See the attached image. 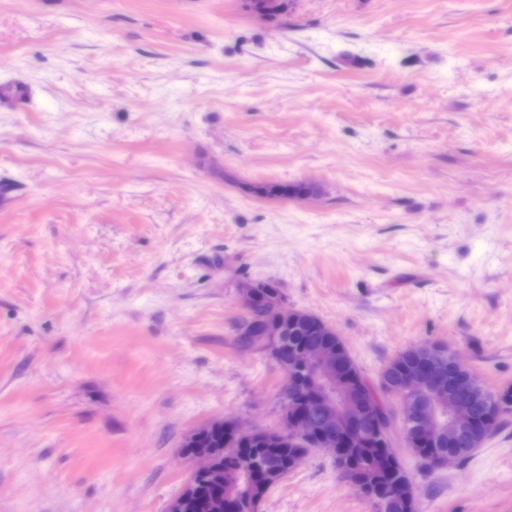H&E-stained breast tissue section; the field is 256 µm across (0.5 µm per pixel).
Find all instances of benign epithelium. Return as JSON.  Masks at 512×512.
<instances>
[{
    "mask_svg": "<svg viewBox=\"0 0 512 512\" xmlns=\"http://www.w3.org/2000/svg\"><path fill=\"white\" fill-rule=\"evenodd\" d=\"M262 283L259 280H243L238 284V298L243 310L250 309ZM279 314L265 322L261 335L265 336L267 353L276 363L283 357L282 336L288 329V307L277 303ZM419 374L413 380V388L399 396L403 409V421L410 432L424 435L435 442L453 441L472 426L470 407L460 400L448 401L441 381L434 370L441 362L448 363L458 380L475 383L470 370L463 365L448 347L428 345ZM299 367L306 374V384L313 401L319 408V417L308 418L302 410H293L288 401L282 404L283 429L270 434L263 430H245L231 420L213 419L195 428L200 431L221 425L226 429L224 455L234 454L241 441L248 437L276 439L288 435L299 441L303 438L313 442V447L333 453L350 445L362 432L364 424L371 422V405L363 390L353 393L348 379L342 375V362L334 352L317 347L297 353ZM190 464L189 477L204 472L210 465L209 455L203 452L184 454Z\"/></svg>",
    "mask_w": 512,
    "mask_h": 512,
    "instance_id": "benign-epithelium-1",
    "label": "benign epithelium"
}]
</instances>
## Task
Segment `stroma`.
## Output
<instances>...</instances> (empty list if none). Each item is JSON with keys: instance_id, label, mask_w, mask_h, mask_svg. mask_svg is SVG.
I'll use <instances>...</instances> for the list:
<instances>
[{"instance_id": "stroma-1", "label": "stroma", "mask_w": 512, "mask_h": 512, "mask_svg": "<svg viewBox=\"0 0 512 512\" xmlns=\"http://www.w3.org/2000/svg\"><path fill=\"white\" fill-rule=\"evenodd\" d=\"M0 0V512H165L180 445L278 429L270 280L369 379L512 385V0ZM315 184L271 199L270 183ZM420 512H512V415ZM259 512H374L317 449ZM267 287L262 288L260 280H243L238 284L237 294L240 305L245 312L250 309L241 316L236 325V327L242 328V332L236 339L239 349L262 351L265 345L263 336H265L266 349L264 352L279 365L284 353L281 336H284L288 349L292 351L303 345L338 346L339 357L349 365L348 371L352 372L355 377L362 375L361 370L341 339L336 338V336H328L327 332L314 319L321 322L327 329L333 330L329 325L309 313L307 314L314 318L309 321L299 313L288 315L289 309L284 302L275 303L276 300L285 301L281 288L275 282L268 283ZM259 288H262L261 296L251 307ZM274 303L279 310V314L274 319L265 322L260 329L262 335L260 336L257 327L263 320L272 315ZM293 318H296L294 325L291 324ZM287 329L288 332L286 333ZM423 347L419 345L409 346L396 354L381 370L380 376L384 375L387 380V386L391 390L390 393L383 395L380 406L389 413L388 406L392 410L391 399H397V392L411 384L410 378L416 374L417 367L422 361ZM386 396H390L387 403Z\"/></svg>"}]
</instances>
